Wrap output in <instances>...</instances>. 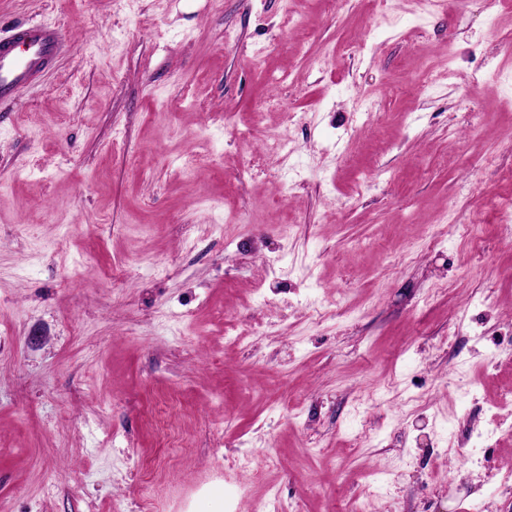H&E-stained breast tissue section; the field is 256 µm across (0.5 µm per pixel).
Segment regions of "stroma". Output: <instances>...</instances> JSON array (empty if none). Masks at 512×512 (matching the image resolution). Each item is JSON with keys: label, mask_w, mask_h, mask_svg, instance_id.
<instances>
[{"label": "stroma", "mask_w": 512, "mask_h": 512, "mask_svg": "<svg viewBox=\"0 0 512 512\" xmlns=\"http://www.w3.org/2000/svg\"><path fill=\"white\" fill-rule=\"evenodd\" d=\"M19 23L71 46L0 112L6 512H512V0Z\"/></svg>", "instance_id": "35a3bbf8"}]
</instances>
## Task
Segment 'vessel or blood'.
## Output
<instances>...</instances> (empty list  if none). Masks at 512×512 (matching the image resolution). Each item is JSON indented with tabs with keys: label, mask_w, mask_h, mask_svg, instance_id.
I'll list each match as a JSON object with an SVG mask.
<instances>
[{
	"label": "vessel or blood",
	"mask_w": 512,
	"mask_h": 512,
	"mask_svg": "<svg viewBox=\"0 0 512 512\" xmlns=\"http://www.w3.org/2000/svg\"><path fill=\"white\" fill-rule=\"evenodd\" d=\"M65 47L66 36L57 27L23 24L0 35V106L36 83Z\"/></svg>",
	"instance_id": "1"
}]
</instances>
